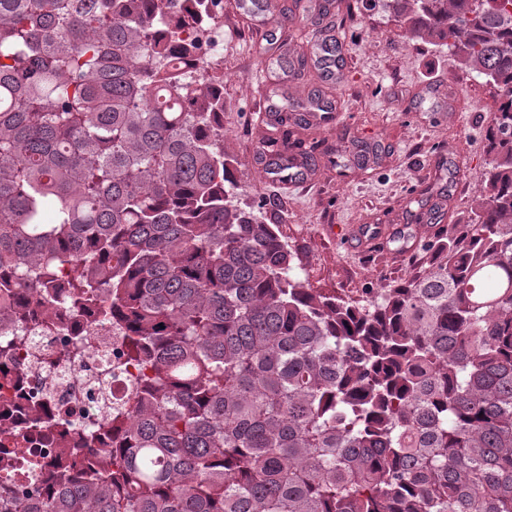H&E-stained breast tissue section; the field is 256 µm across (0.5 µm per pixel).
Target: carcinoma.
I'll return each instance as SVG.
<instances>
[{
	"mask_svg": "<svg viewBox=\"0 0 512 512\" xmlns=\"http://www.w3.org/2000/svg\"><path fill=\"white\" fill-rule=\"evenodd\" d=\"M501 92L485 200L356 305L236 202L203 0H0V323L85 312L142 376L0 512H512V0H388Z\"/></svg>",
	"mask_w": 512,
	"mask_h": 512,
	"instance_id": "1",
	"label": "carcinoma"
}]
</instances>
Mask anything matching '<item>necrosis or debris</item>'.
Masks as SVG:
<instances>
[{
    "instance_id": "4bbe7bcc",
    "label": "necrosis or debris",
    "mask_w": 512,
    "mask_h": 512,
    "mask_svg": "<svg viewBox=\"0 0 512 512\" xmlns=\"http://www.w3.org/2000/svg\"><path fill=\"white\" fill-rule=\"evenodd\" d=\"M0 338L21 339L25 345L15 357L0 356V446L24 448L31 436V411L27 398L31 392L40 390L44 396L36 411L41 415L49 433H57V421L66 409H74L75 421L88 424L95 422L97 411L89 407L87 382L93 376L108 371L114 372L110 393L121 397L127 377L126 369L114 368L110 353L119 346L120 340L112 330L93 328L88 339L90 349L72 363L58 368H41L38 357L57 354L60 344L55 337L47 335L38 327L22 330L12 324L0 323Z\"/></svg>"
}]
</instances>
